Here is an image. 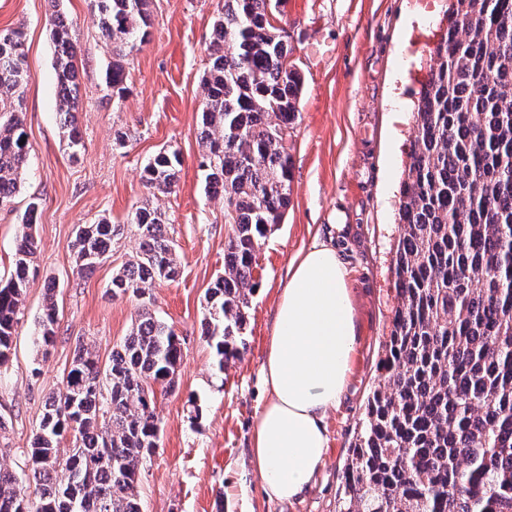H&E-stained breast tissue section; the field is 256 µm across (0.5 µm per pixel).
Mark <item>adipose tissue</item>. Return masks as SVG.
Returning <instances> with one entry per match:
<instances>
[{
  "mask_svg": "<svg viewBox=\"0 0 512 512\" xmlns=\"http://www.w3.org/2000/svg\"><path fill=\"white\" fill-rule=\"evenodd\" d=\"M349 271L333 239L290 260L259 378L266 398L251 465L271 501H293L323 468L328 412L345 393L357 344Z\"/></svg>",
  "mask_w": 512,
  "mask_h": 512,
  "instance_id": "1",
  "label": "adipose tissue"
}]
</instances>
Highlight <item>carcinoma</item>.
<instances>
[{"mask_svg":"<svg viewBox=\"0 0 512 512\" xmlns=\"http://www.w3.org/2000/svg\"><path fill=\"white\" fill-rule=\"evenodd\" d=\"M91 4L118 57L107 84L120 98L122 61L149 34V0ZM49 25L58 107L76 154L83 144L72 25L59 10ZM214 31L199 145L206 187L224 197L228 232L202 336L222 371L241 355L260 242L288 207V137L303 81L271 0H224ZM26 76L23 33L1 31L0 208L19 192L28 164L18 115ZM414 119L394 259L400 301L336 512H512V0H449ZM180 166L177 152L160 151L142 179L154 193H171ZM38 208L28 203L11 275L0 284V366L9 360L32 273ZM132 223L139 248L112 278L114 298L142 299L147 286L178 274L162 213L139 208ZM123 233L106 220L79 229L78 271L93 273ZM55 289L48 281L34 337L44 357L58 324ZM184 360L173 329L147 301L108 364L77 341L62 389L45 403L26 468L0 465V512H142L138 481L158 446L154 386L174 391ZM70 431L65 453L61 440Z\"/></svg>","mask_w":512,"mask_h":512,"instance_id":"1","label":"carcinoma"}]
</instances>
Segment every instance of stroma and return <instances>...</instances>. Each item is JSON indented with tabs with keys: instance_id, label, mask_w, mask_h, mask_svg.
I'll return each instance as SVG.
<instances>
[{
	"instance_id": "35a3bbf8",
	"label": "stroma",
	"mask_w": 512,
	"mask_h": 512,
	"mask_svg": "<svg viewBox=\"0 0 512 512\" xmlns=\"http://www.w3.org/2000/svg\"><path fill=\"white\" fill-rule=\"evenodd\" d=\"M222 0H151L150 35L126 64L127 92L114 101L106 84L112 48L91 0H0V31L22 28L28 83L22 119L29 161L13 203L0 209V278H7L30 198L40 201L31 279L9 361L0 366V465L24 469L29 441L49 395L57 392L77 340L94 344L101 362L127 336L140 302L112 297L113 274L132 258L128 223L141 207L160 210L176 244L179 275L153 285L156 316L179 337L185 362L173 392H156L158 448L140 476L143 512H336L341 474L378 385L377 363L398 304L392 259L401 232L400 185L414 134L413 110L430 55L443 30L446 0H272L290 61L304 79L290 138V205L263 239L241 356L218 370L200 334L207 293L224 271V201L210 196L198 142L201 77ZM73 23L83 147L72 153L57 107L54 9ZM125 132L117 144L116 132ZM182 163L175 193L156 196L141 172L160 149ZM105 219L123 237L89 275L75 267L79 225ZM349 270L357 349L348 388L326 419L328 458L301 500L267 501L250 464L251 436L265 357L288 262L332 224ZM55 280L59 321L49 357L33 334L45 284ZM199 408L197 420L189 405Z\"/></svg>"
}]
</instances>
